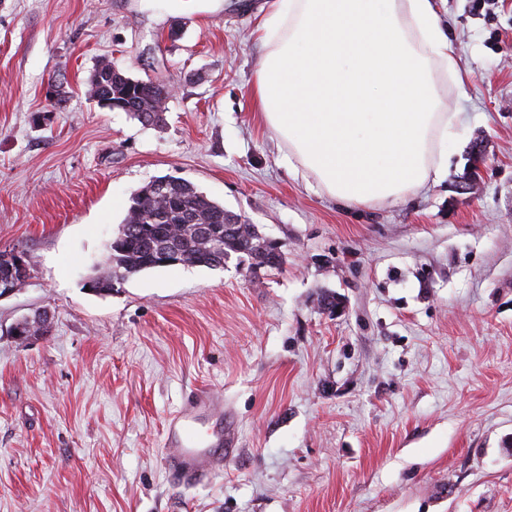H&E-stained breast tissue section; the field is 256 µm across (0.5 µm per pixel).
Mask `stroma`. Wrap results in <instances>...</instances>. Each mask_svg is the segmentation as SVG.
I'll return each mask as SVG.
<instances>
[{
    "mask_svg": "<svg viewBox=\"0 0 512 512\" xmlns=\"http://www.w3.org/2000/svg\"><path fill=\"white\" fill-rule=\"evenodd\" d=\"M263 3L0 0V251L30 265L0 297V512H512V0H438L460 137L439 182L374 206L294 172L258 119ZM104 61L172 88L164 124L92 100ZM161 175L284 263L88 290ZM37 311L49 333L16 339ZM200 390L236 446L185 484L164 437Z\"/></svg>",
    "mask_w": 512,
    "mask_h": 512,
    "instance_id": "1",
    "label": "stroma"
}]
</instances>
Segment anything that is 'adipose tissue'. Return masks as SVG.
<instances>
[{"label": "adipose tissue", "instance_id": "adipose-tissue-1", "mask_svg": "<svg viewBox=\"0 0 512 512\" xmlns=\"http://www.w3.org/2000/svg\"><path fill=\"white\" fill-rule=\"evenodd\" d=\"M253 100L290 167L370 206L438 182L457 136L435 74L461 75L435 0H271Z\"/></svg>", "mask_w": 512, "mask_h": 512}]
</instances>
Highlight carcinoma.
<instances>
[{
    "mask_svg": "<svg viewBox=\"0 0 512 512\" xmlns=\"http://www.w3.org/2000/svg\"><path fill=\"white\" fill-rule=\"evenodd\" d=\"M90 95L121 99L133 109L131 116L140 123L157 124L155 104L165 97L166 87L150 80L138 86L112 77L104 68L90 77ZM224 206L208 198L191 182L182 178L161 194L151 184L140 188L117 235L106 248V264L90 277L100 292L112 290V283L155 267L159 250H175L182 264L217 268L232 253H242V241L260 243L255 225H240L238 236L224 238Z\"/></svg>",
    "mask_w": 512,
    "mask_h": 512,
    "instance_id": "obj_1",
    "label": "carcinoma"
}]
</instances>
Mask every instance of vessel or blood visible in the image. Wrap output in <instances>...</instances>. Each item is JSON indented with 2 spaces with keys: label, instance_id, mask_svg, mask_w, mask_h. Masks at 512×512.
<instances>
[{
  "label": "vessel or blood",
  "instance_id": "b4317fda",
  "mask_svg": "<svg viewBox=\"0 0 512 512\" xmlns=\"http://www.w3.org/2000/svg\"><path fill=\"white\" fill-rule=\"evenodd\" d=\"M217 410L210 395L197 394L178 412L166 430V443L171 452L165 465L183 481L193 482L219 471L217 448L233 444L232 438L222 433L210 434L201 430L202 421Z\"/></svg>",
  "mask_w": 512,
  "mask_h": 512
}]
</instances>
